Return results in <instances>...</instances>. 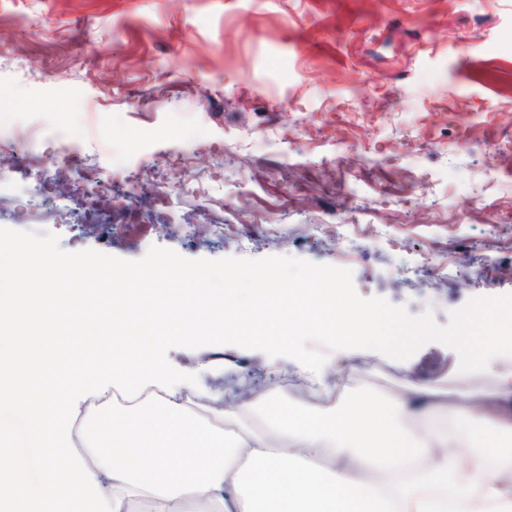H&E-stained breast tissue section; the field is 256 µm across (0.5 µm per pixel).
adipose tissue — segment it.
<instances>
[{
	"mask_svg": "<svg viewBox=\"0 0 512 512\" xmlns=\"http://www.w3.org/2000/svg\"><path fill=\"white\" fill-rule=\"evenodd\" d=\"M15 271L0 293V411L21 416L30 447L46 449L39 480L0 426V512H512V325L487 327L482 313L464 319L455 340L470 373L489 384L448 390L411 384L391 404L346 393L326 414L293 405L272 384L241 406H221L195 375L165 361L163 344L215 342L224 321L254 339L293 351L298 373L323 385L351 373L347 346L369 344L375 312L347 299L325 306L323 282L308 278L290 300L291 316L268 301L242 305L237 292L210 288L204 274L176 263L163 272L116 274L87 258L68 266L31 259L12 243ZM181 288L170 300L148 361L102 334L104 322L154 302L163 280ZM68 330L69 346L43 323ZM337 331L344 346L318 358L297 347L309 332ZM267 367L279 375L282 362ZM72 391L63 396L60 385ZM265 411V428L242 417ZM84 414V447L72 446V418Z\"/></svg>",
	"mask_w": 512,
	"mask_h": 512,
	"instance_id": "obj_1",
	"label": "adipose tissue"
}]
</instances>
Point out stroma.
I'll use <instances>...</instances> for the list:
<instances>
[{
  "instance_id": "1",
  "label": "stroma",
  "mask_w": 512,
  "mask_h": 512,
  "mask_svg": "<svg viewBox=\"0 0 512 512\" xmlns=\"http://www.w3.org/2000/svg\"><path fill=\"white\" fill-rule=\"evenodd\" d=\"M1 112L37 126L40 164L68 130L112 180L97 213L75 178L32 206L0 145V227L64 250L301 258L441 326L512 294V0H0ZM231 343L228 371L200 370L207 345L164 352L223 398L268 387L267 346ZM351 361L385 401L463 378L438 343L409 374L378 351Z\"/></svg>"
}]
</instances>
